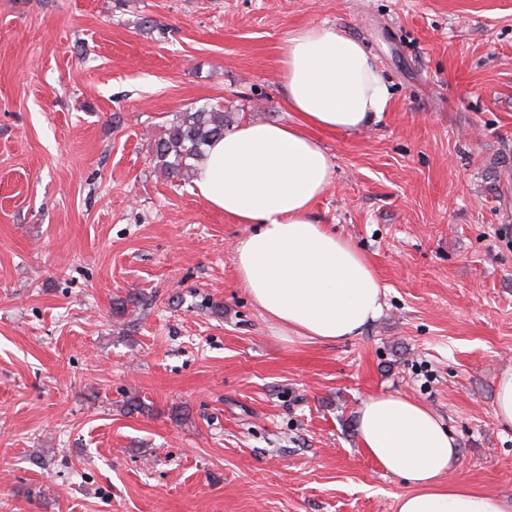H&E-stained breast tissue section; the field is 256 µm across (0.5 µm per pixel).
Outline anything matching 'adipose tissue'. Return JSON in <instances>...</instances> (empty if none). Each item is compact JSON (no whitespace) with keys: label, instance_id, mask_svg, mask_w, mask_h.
Here are the masks:
<instances>
[{"label":"adipose tissue","instance_id":"obj_1","mask_svg":"<svg viewBox=\"0 0 512 512\" xmlns=\"http://www.w3.org/2000/svg\"><path fill=\"white\" fill-rule=\"evenodd\" d=\"M277 80L298 122H242L206 147L194 186L213 209L252 225L236 243L238 282L278 332L343 340L380 315L384 290L365 256L312 216L336 164L311 132L371 125L388 87L358 39L322 25L282 40ZM357 419L367 453L410 486L397 512H512V498L449 481L458 450L428 407L372 395Z\"/></svg>","mask_w":512,"mask_h":512}]
</instances>
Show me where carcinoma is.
<instances>
[{
	"label": "carcinoma",
	"instance_id": "carcinoma-1",
	"mask_svg": "<svg viewBox=\"0 0 512 512\" xmlns=\"http://www.w3.org/2000/svg\"><path fill=\"white\" fill-rule=\"evenodd\" d=\"M231 122L230 113L221 104H205L192 112L177 113L163 135L154 140L152 152L157 166L169 178L193 179L205 147L223 137Z\"/></svg>",
	"mask_w": 512,
	"mask_h": 512
}]
</instances>
